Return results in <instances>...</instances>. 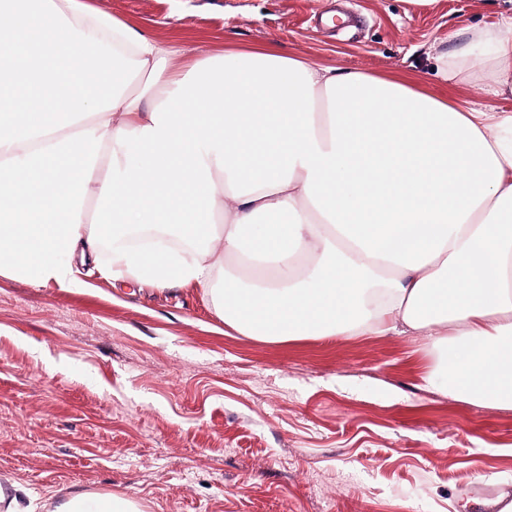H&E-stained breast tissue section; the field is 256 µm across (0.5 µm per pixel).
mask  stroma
Wrapping results in <instances>:
<instances>
[{"label": "stroma", "mask_w": 512, "mask_h": 512, "mask_svg": "<svg viewBox=\"0 0 512 512\" xmlns=\"http://www.w3.org/2000/svg\"><path fill=\"white\" fill-rule=\"evenodd\" d=\"M188 59L272 51L512 110L439 53L512 0H83ZM408 334L244 336L197 286L0 275V486L30 512L76 492L141 512H494L512 496V410L425 381Z\"/></svg>", "instance_id": "stroma-1"}]
</instances>
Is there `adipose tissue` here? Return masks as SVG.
Masks as SVG:
<instances>
[{
	"instance_id": "1",
	"label": "adipose tissue",
	"mask_w": 512,
	"mask_h": 512,
	"mask_svg": "<svg viewBox=\"0 0 512 512\" xmlns=\"http://www.w3.org/2000/svg\"><path fill=\"white\" fill-rule=\"evenodd\" d=\"M436 69L512 95V13ZM101 253L113 280L202 287L245 336L424 337L449 392L512 409V111L272 53L178 67L78 0H0V275L70 283Z\"/></svg>"
}]
</instances>
